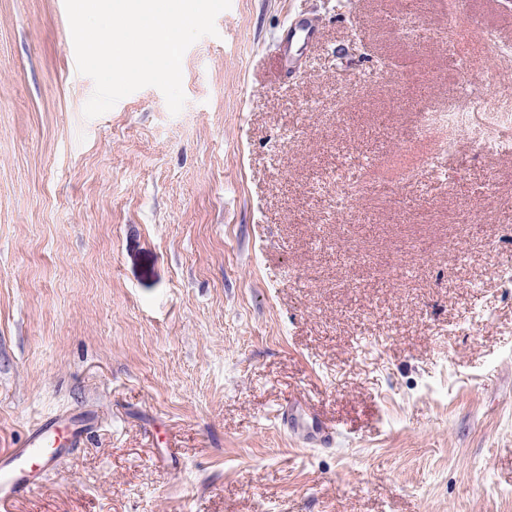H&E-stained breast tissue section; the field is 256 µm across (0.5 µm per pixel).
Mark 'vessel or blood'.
<instances>
[{
    "mask_svg": "<svg viewBox=\"0 0 512 512\" xmlns=\"http://www.w3.org/2000/svg\"><path fill=\"white\" fill-rule=\"evenodd\" d=\"M283 429L316 442H333L337 434L318 420L307 419L300 408H283L278 415ZM77 442V433H64L62 423L55 418L42 421L29 435L23 448L0 457V502L29 491L43 474L57 469L62 457L58 446L61 435Z\"/></svg>",
    "mask_w": 512,
    "mask_h": 512,
    "instance_id": "b4317fda",
    "label": "vessel or blood"
}]
</instances>
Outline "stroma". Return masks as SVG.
<instances>
[{"mask_svg":"<svg viewBox=\"0 0 512 512\" xmlns=\"http://www.w3.org/2000/svg\"><path fill=\"white\" fill-rule=\"evenodd\" d=\"M215 25L179 114L148 86L89 119L63 0H0V456L48 416L80 433L7 512H512L488 273L512 156L415 130L485 61L512 104V7L231 0ZM292 404L337 442L280 430Z\"/></svg>","mask_w":512,"mask_h":512,"instance_id":"obj_1","label":"stroma"}]
</instances>
